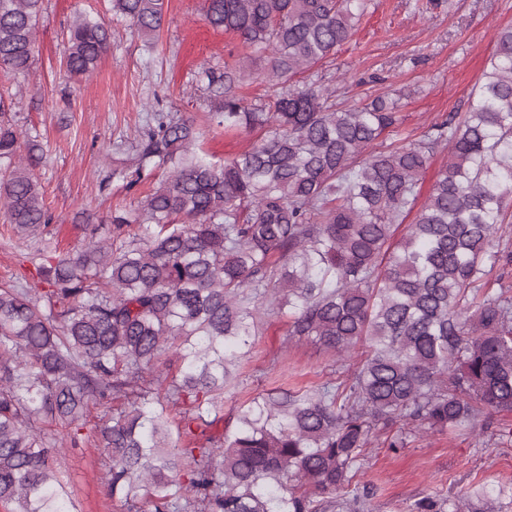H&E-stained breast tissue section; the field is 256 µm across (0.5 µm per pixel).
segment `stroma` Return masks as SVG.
<instances>
[{"mask_svg": "<svg viewBox=\"0 0 512 512\" xmlns=\"http://www.w3.org/2000/svg\"><path fill=\"white\" fill-rule=\"evenodd\" d=\"M205 9V0H164V28L148 51L124 20L112 17L107 0H43L38 54L14 110L18 124L39 136L45 161L35 174L54 220L22 239L0 211V282L31 275L30 258L44 245L66 250L84 244L88 230L76 221L77 212L130 207L148 191L145 183L132 190L121 181L104 190L99 183L115 161L132 153L153 99L194 119L213 161L254 141V134L211 125V102L195 88L202 71L246 53L238 36L205 22ZM79 14L105 23L109 49L91 75L70 78L60 60ZM506 27H512V0H371L352 38L294 81L330 86L340 108L382 95L396 98L399 134L416 139L442 116L467 111L469 95L490 65L495 34ZM287 327V314L266 318L224 394L225 411L277 387L295 391L345 379V366L318 344L286 342ZM490 422L493 435L480 445L466 431L414 438L396 453L372 445L356 478L373 492L372 512H408L420 497L473 494L486 483L512 487V413L492 415ZM54 464L77 512H123L108 493L93 424Z\"/></svg>", "mask_w": 512, "mask_h": 512, "instance_id": "35a3bbf8", "label": "stroma"}]
</instances>
